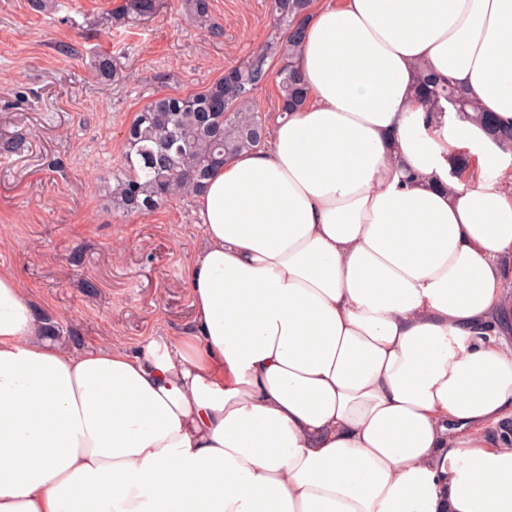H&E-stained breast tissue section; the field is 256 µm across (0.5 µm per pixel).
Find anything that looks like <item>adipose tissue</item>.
I'll return each instance as SVG.
<instances>
[{
	"mask_svg": "<svg viewBox=\"0 0 512 512\" xmlns=\"http://www.w3.org/2000/svg\"><path fill=\"white\" fill-rule=\"evenodd\" d=\"M294 64L195 197L188 338L50 341L0 272V512H512V148L413 97L512 124V0H314ZM420 77L416 96L428 111L433 104L444 100L452 104L459 112H472L471 118L476 121L487 134L498 142L510 141L512 143V125L502 126L496 116L491 112H484L476 99L465 95L460 89L450 84L438 86L423 68H419Z\"/></svg>",
	"mask_w": 512,
	"mask_h": 512,
	"instance_id": "adipose-tissue-1",
	"label": "adipose tissue"
}]
</instances>
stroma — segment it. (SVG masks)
<instances>
[{
    "mask_svg": "<svg viewBox=\"0 0 512 512\" xmlns=\"http://www.w3.org/2000/svg\"><path fill=\"white\" fill-rule=\"evenodd\" d=\"M123 2L57 0L38 13L29 0H0V271L78 349L135 350L190 332L183 268L203 243L193 195L123 217L106 180L136 112L202 90L272 27L269 0H211L217 38L183 0H158L135 25L106 23ZM97 52L115 56L122 77H96Z\"/></svg>",
    "mask_w": 512,
    "mask_h": 512,
    "instance_id": "stroma-1",
    "label": "stroma"
}]
</instances>
